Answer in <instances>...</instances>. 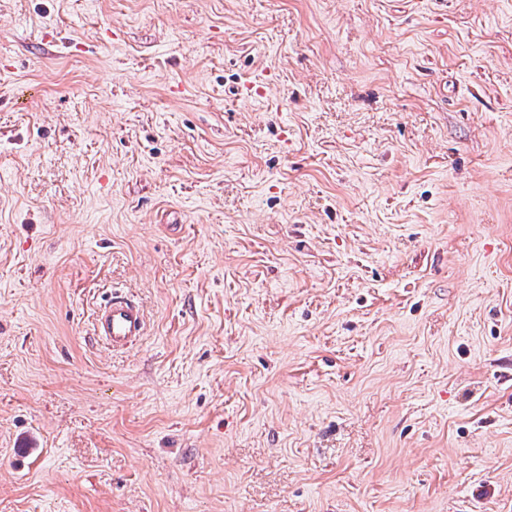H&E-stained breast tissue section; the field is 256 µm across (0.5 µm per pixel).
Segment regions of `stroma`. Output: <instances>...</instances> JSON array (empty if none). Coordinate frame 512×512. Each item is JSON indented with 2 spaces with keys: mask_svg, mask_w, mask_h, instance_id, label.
Masks as SVG:
<instances>
[{
  "mask_svg": "<svg viewBox=\"0 0 512 512\" xmlns=\"http://www.w3.org/2000/svg\"><path fill=\"white\" fill-rule=\"evenodd\" d=\"M0 512H512V0H0ZM96 332L112 350L132 346L144 334L145 317L133 301L112 296L95 319Z\"/></svg>",
  "mask_w": 512,
  "mask_h": 512,
  "instance_id": "stroma-1",
  "label": "stroma"
}]
</instances>
